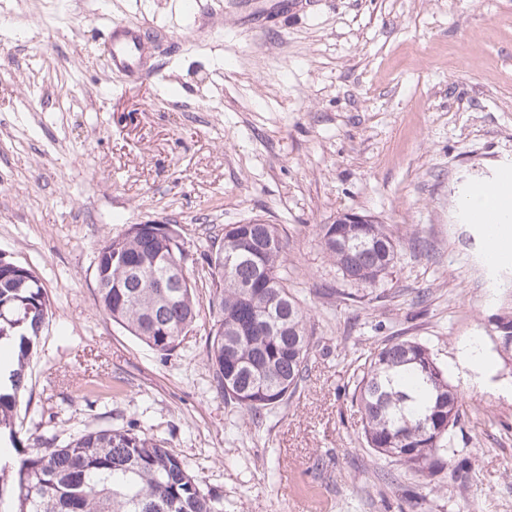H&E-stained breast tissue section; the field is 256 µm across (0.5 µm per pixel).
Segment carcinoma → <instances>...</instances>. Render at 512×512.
I'll list each match as a JSON object with an SVG mask.
<instances>
[{"label":"carcinoma","instance_id":"cac0c4a2","mask_svg":"<svg viewBox=\"0 0 512 512\" xmlns=\"http://www.w3.org/2000/svg\"><path fill=\"white\" fill-rule=\"evenodd\" d=\"M342 233L346 244L336 242ZM324 252L343 278L372 286L393 267L397 244L383 224H324ZM186 252L128 224L95 252L97 302L112 322L169 355L192 329L199 301L190 276L168 283ZM279 225L253 219L201 250L215 313L206 340L211 388L252 415L288 402L304 381L310 354L306 314L288 286ZM50 300L31 268L0 261V355L12 360L10 386L0 383V442L19 455L0 465V500L15 493L12 512H224L180 456L134 425L86 430L59 445L43 438L28 451L16 425L27 391L26 367L37 352ZM505 364L512 333L491 326ZM351 403L366 444L405 469L433 476L448 463L459 418V394L430 349L414 339L387 343L365 359Z\"/></svg>","mask_w":512,"mask_h":512}]
</instances>
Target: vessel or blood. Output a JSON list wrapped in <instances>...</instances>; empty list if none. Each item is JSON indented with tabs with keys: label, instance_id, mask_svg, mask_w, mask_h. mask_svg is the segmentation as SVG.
<instances>
[{
	"label": "vessel or blood",
	"instance_id": "b4317fda",
	"mask_svg": "<svg viewBox=\"0 0 512 512\" xmlns=\"http://www.w3.org/2000/svg\"><path fill=\"white\" fill-rule=\"evenodd\" d=\"M147 38L144 26L125 20L111 22L105 54L112 71L137 79L149 75Z\"/></svg>",
	"mask_w": 512,
	"mask_h": 512
}]
</instances>
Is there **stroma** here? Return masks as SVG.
I'll return each instance as SVG.
<instances>
[{"label": "stroma", "mask_w": 512, "mask_h": 512, "mask_svg": "<svg viewBox=\"0 0 512 512\" xmlns=\"http://www.w3.org/2000/svg\"><path fill=\"white\" fill-rule=\"evenodd\" d=\"M7 0L0 13V253L31 267L51 314L28 367L20 438L131 424L224 498V512H512V369L494 349L512 264L462 206L512 190V0ZM157 32L129 79L105 28ZM356 212L398 243L376 285L344 280L321 225ZM260 219L286 233L288 284L312 333L308 371L252 416L210 388L199 316L164 356L95 296L94 255L124 225H179L195 246ZM479 338L486 365L461 347ZM426 344L462 396L436 476L367 447L350 404L367 355ZM467 463L473 479L454 477Z\"/></svg>", "instance_id": "stroma-1"}]
</instances>
